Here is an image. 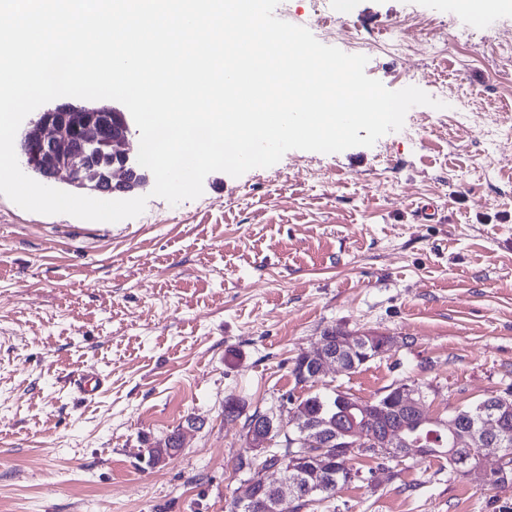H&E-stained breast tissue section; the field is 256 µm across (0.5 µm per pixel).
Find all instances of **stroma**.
<instances>
[{
	"label": "stroma",
	"instance_id": "1",
	"mask_svg": "<svg viewBox=\"0 0 512 512\" xmlns=\"http://www.w3.org/2000/svg\"><path fill=\"white\" fill-rule=\"evenodd\" d=\"M275 15L326 18L328 46L374 41L366 75L444 109L410 108L370 147L210 173L175 206L145 184V211L116 223L0 195V512H228L246 438L226 402L306 396L293 362L332 327L397 346L316 390L372 401L415 382L442 418L512 393V11L477 29L458 0H280ZM396 25L414 32L398 47ZM87 372L104 381L89 397L73 383ZM190 417L177 456L147 466ZM315 512H512V487L409 455L362 463Z\"/></svg>",
	"mask_w": 512,
	"mask_h": 512
}]
</instances>
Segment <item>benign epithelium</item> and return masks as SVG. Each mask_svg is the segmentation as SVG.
Listing matches in <instances>:
<instances>
[{
    "label": "benign epithelium",
    "mask_w": 512,
    "mask_h": 512,
    "mask_svg": "<svg viewBox=\"0 0 512 512\" xmlns=\"http://www.w3.org/2000/svg\"><path fill=\"white\" fill-rule=\"evenodd\" d=\"M131 127L130 115L110 104L83 105L63 102L51 105L35 114L24 130L19 144V162L23 171L36 177L46 186L66 185L77 190L98 194H129L145 183L150 171L141 166L137 158L128 152V135ZM395 347L393 337L381 333L354 334L344 332L338 336L337 351H332L326 340H321L317 350L306 354L305 363L312 365L313 377L319 378L334 367L346 369L348 356L354 353H372L377 356ZM397 405H377L370 402H350V409L360 413L364 419L375 416L384 418L377 436L371 437L357 428H336V434L328 433L330 426L316 424L306 432L305 438L296 442L300 450L292 452L290 458L307 457V447L323 442V457L329 458L328 450L334 448L352 450L373 445L393 454L402 450L425 457L427 448H415L405 435L406 427L392 424L394 418L405 416L414 421L426 417L424 394L414 386H406L396 392ZM276 418L262 416L246 428L249 455L253 458L269 454L273 445L271 435ZM512 422V399L499 397L488 404L484 428L472 436L457 428L452 419L440 420L448 427V433L458 442L471 441L474 446L485 449H508L507 424ZM465 477L478 475L480 484L488 485L491 475L502 483H509L512 474L500 464L494 470H484L476 464L461 471ZM263 486L277 489L280 497L273 507L280 509L297 496L298 485L282 476L277 483L262 481Z\"/></svg>",
    "instance_id": "1"
}]
</instances>
